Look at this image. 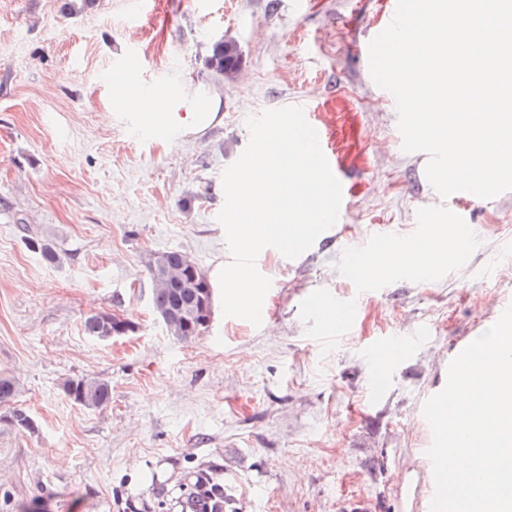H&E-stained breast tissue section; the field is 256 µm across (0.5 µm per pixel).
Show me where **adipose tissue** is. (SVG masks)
<instances>
[{"instance_id": "obj_1", "label": "adipose tissue", "mask_w": 512, "mask_h": 512, "mask_svg": "<svg viewBox=\"0 0 512 512\" xmlns=\"http://www.w3.org/2000/svg\"><path fill=\"white\" fill-rule=\"evenodd\" d=\"M125 105L129 111L139 113L146 121L164 118L187 131L200 130L215 118L214 99L200 93L194 94L187 102L184 111L176 112L166 96H159L151 108H144L138 94L129 93L125 96ZM461 239V231L440 224L434 225L431 232L423 239L422 245H406L395 253H381L367 262L369 269L393 272L397 267L413 265L431 269L443 258H446Z\"/></svg>"}]
</instances>
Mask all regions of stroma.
<instances>
[{
	"instance_id": "1",
	"label": "stroma",
	"mask_w": 512,
	"mask_h": 512,
	"mask_svg": "<svg viewBox=\"0 0 512 512\" xmlns=\"http://www.w3.org/2000/svg\"><path fill=\"white\" fill-rule=\"evenodd\" d=\"M0 0V512H174L198 478L224 512H430L433 435L422 414L461 340L512 301V190L469 196L459 255L429 277L395 272L360 296L358 254L405 245L423 213L448 203L402 149L398 115L364 51L394 0ZM235 38V81L209 71L211 40ZM220 99L200 134L146 125L124 94ZM309 105L349 188L341 224L297 258L258 255L270 281L260 325L224 316L183 343L151 305L148 265L189 254L218 283L231 255L217 216L222 173L250 140L249 117ZM51 244L49 264L28 245ZM108 311L133 332L98 341L86 317ZM427 326L425 342L396 341ZM112 386L83 408L65 380Z\"/></svg>"
}]
</instances>
